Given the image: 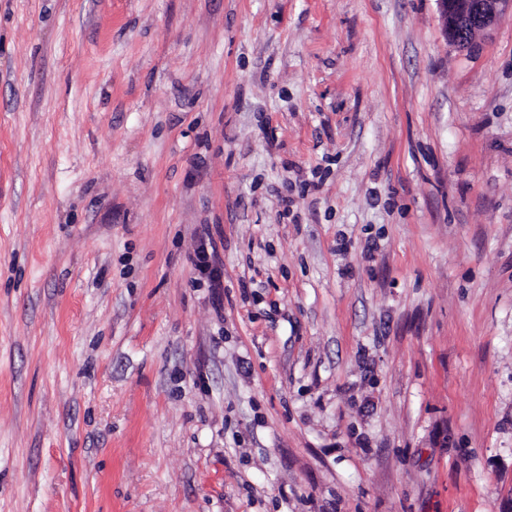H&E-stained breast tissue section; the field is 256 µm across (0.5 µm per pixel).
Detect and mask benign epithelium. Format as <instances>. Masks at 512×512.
Returning a JSON list of instances; mask_svg holds the SVG:
<instances>
[{"mask_svg": "<svg viewBox=\"0 0 512 512\" xmlns=\"http://www.w3.org/2000/svg\"><path fill=\"white\" fill-rule=\"evenodd\" d=\"M444 32L457 48L470 47L476 33L512 17V0H437Z\"/></svg>", "mask_w": 512, "mask_h": 512, "instance_id": "7a95c632", "label": "benign epithelium"}]
</instances>
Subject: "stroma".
I'll use <instances>...</instances> for the list:
<instances>
[{
  "mask_svg": "<svg viewBox=\"0 0 512 512\" xmlns=\"http://www.w3.org/2000/svg\"><path fill=\"white\" fill-rule=\"evenodd\" d=\"M0 512H512V18L0 0Z\"/></svg>",
  "mask_w": 512,
  "mask_h": 512,
  "instance_id": "1",
  "label": "stroma"
}]
</instances>
